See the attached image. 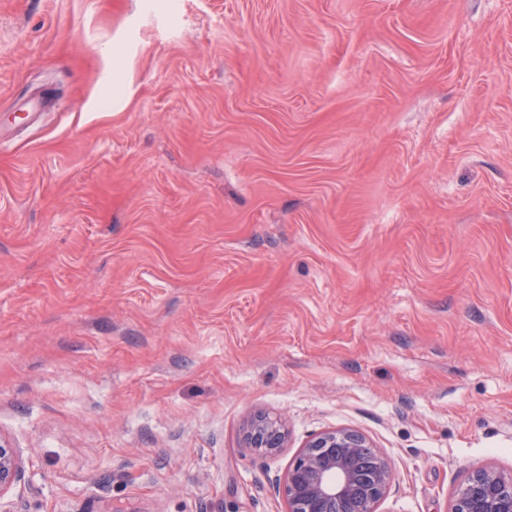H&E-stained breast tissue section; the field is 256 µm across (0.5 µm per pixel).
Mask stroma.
Here are the masks:
<instances>
[{
  "label": "stroma",
  "mask_w": 512,
  "mask_h": 512,
  "mask_svg": "<svg viewBox=\"0 0 512 512\" xmlns=\"http://www.w3.org/2000/svg\"><path fill=\"white\" fill-rule=\"evenodd\" d=\"M341 427L378 512L512 473V0H0V512H286ZM244 437L249 448L261 449L266 454H273L286 442L282 421L266 415L253 417L247 424ZM18 477L17 452L10 443L0 436V493Z\"/></svg>",
  "instance_id": "1"
}]
</instances>
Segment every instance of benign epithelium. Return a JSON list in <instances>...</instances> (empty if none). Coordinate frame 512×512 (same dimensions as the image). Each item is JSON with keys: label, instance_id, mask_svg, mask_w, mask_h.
<instances>
[{"label": "benign epithelium", "instance_id": "7a95c632", "mask_svg": "<svg viewBox=\"0 0 512 512\" xmlns=\"http://www.w3.org/2000/svg\"><path fill=\"white\" fill-rule=\"evenodd\" d=\"M245 441L274 453L286 442L282 421L253 417ZM17 477L16 448L0 438V492ZM390 482L387 461L363 435L335 428L308 441L288 470L282 495L286 512H376ZM450 512H512V475L493 467L475 471L457 490Z\"/></svg>", "mask_w": 512, "mask_h": 512}]
</instances>
